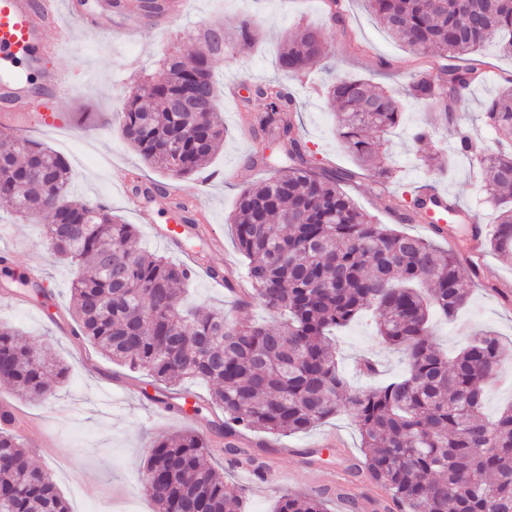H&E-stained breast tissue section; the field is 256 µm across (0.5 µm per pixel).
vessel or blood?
Masks as SVG:
<instances>
[{
  "label": "vessel or blood",
  "mask_w": 512,
  "mask_h": 512,
  "mask_svg": "<svg viewBox=\"0 0 512 512\" xmlns=\"http://www.w3.org/2000/svg\"><path fill=\"white\" fill-rule=\"evenodd\" d=\"M60 0H0V134L11 133L26 112L39 109L43 125L58 128L71 91L63 74L49 59L68 28L59 22ZM189 229L172 224L156 230L169 249L183 252Z\"/></svg>",
  "instance_id": "1"
}]
</instances>
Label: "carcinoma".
<instances>
[{
	"instance_id": "cac0c4a2",
	"label": "carcinoma",
	"mask_w": 512,
	"mask_h": 512,
	"mask_svg": "<svg viewBox=\"0 0 512 512\" xmlns=\"http://www.w3.org/2000/svg\"><path fill=\"white\" fill-rule=\"evenodd\" d=\"M384 26L411 53L428 57L407 95L448 110L483 71L478 51L493 41L512 57V0H366ZM224 26L204 27L203 50L171 55L169 77L139 84L120 116V130L150 165L174 176L194 175L218 149L224 124L211 59L228 49ZM258 26L241 19L235 46L258 39ZM311 29L286 40L280 71L296 76L329 59ZM185 88L201 91L198 112L169 106ZM260 104L252 161L280 169L243 190L233 216L246 258L244 302L276 316L277 329L230 320L224 311L202 314L183 306L190 274L162 255L137 246V231L104 204L68 200L69 168L59 154L20 136L0 138V200L23 216L49 214L44 240L75 268L71 296L81 335L102 355L142 370L158 384L196 379L209 386L222 419L224 454L265 473L266 461L243 447L250 433H304L343 411L357 424L363 481L383 497L349 495L354 512H512V405L496 419L481 413L485 386L512 356L492 331L482 330L453 356L431 338L434 311L452 319L465 305L477 268L430 239L374 222L338 186L351 172L330 176L298 133L297 104L273 81L255 87ZM325 101L338 113L337 135L374 182L386 208L405 224L428 223L420 197L388 187L393 172L380 157L372 129L383 135L400 123L399 102L371 80L343 77L328 85ZM498 138L490 150L456 130L457 152L488 178L484 192L499 208L482 241L512 251V77L486 106ZM279 141L265 155V136ZM367 309L380 343L402 350L404 375L378 389L349 390L339 369L334 332ZM0 323V381L46 400L66 376L62 361L19 339ZM209 439L190 430L154 441L144 470L156 512H235L240 500L224 474L208 462ZM287 492L275 512H326L325 497ZM0 512H69L48 471L35 465L13 432L0 431Z\"/></svg>"
}]
</instances>
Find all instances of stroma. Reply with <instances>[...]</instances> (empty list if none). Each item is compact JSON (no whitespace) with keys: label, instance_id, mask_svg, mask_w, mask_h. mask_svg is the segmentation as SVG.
Segmentation results:
<instances>
[{"label":"stroma","instance_id":"stroma-1","mask_svg":"<svg viewBox=\"0 0 512 512\" xmlns=\"http://www.w3.org/2000/svg\"><path fill=\"white\" fill-rule=\"evenodd\" d=\"M99 0H63L62 11L71 6L83 11L98 10ZM186 18H174L159 28L152 17L139 16L137 30L123 36L129 18L112 11L111 34L88 36L76 17L67 22L72 40L61 48L54 62L72 77L73 100L65 127L50 131L40 127L38 113H30L26 127L34 139L64 156L69 164V195L92 204L108 206L123 222L136 225L142 248L164 253L153 237V227L173 223L170 201L193 200L199 223L214 227L223 239V249L208 252L210 266L241 282L245 259L233 235L232 216L240 192L266 180L275 166L251 164L253 132L246 115L257 102L256 84L276 81L288 89L298 104L297 123L316 158H326L333 168L355 169L354 158L336 136V114L319 93L325 79L350 75L371 79L396 98H403L410 80L406 49L389 35L370 12L366 0H344L342 20H334L325 0H189ZM250 17L261 30L258 42L214 57V77L220 90L219 110L224 119V142L208 166L220 172L222 180L209 183L204 175L180 178L149 166L123 138L120 109L133 88L150 79L167 77L165 56L183 52L184 46L207 23L220 21L225 33H233L238 21ZM316 29L333 58L329 69L316 66L303 76L283 75L276 59L283 40L302 26ZM485 63L482 81L463 95L451 119L419 102H407L397 127L380 141L379 152L396 169L398 187L414 194L430 185L457 198L475 217L474 222L456 221L447 231L458 242V256H465L472 224L495 223L497 209L484 200L481 178L468 160L457 156L455 171L442 179L420 160L422 154L440 149L455 153L454 128L471 132L476 140L490 142L494 134L484 122L486 104L502 86L503 74L512 72V58L502 55L495 44L480 53ZM428 129L431 141L417 142L413 133ZM122 168L141 181L163 186L162 195L151 202L153 224L138 223L125 202L123 188L112 180V171ZM342 190L381 224L395 225L396 218L371 188L367 173L342 183ZM47 216L22 218L0 202V242L9 244L14 255L8 265L0 264V322L21 332L34 345L49 346L67 366V378L54 397L46 401H18L16 393L0 384V404L16 407L28 424L23 436L26 448L38 465L46 468L70 512H155L142 491L141 472L152 441L186 430L187 424L173 412H154L151 398L157 390L149 376L113 363L93 350L86 340L73 338L77 324L71 309L69 267L55 261L43 241ZM38 268L45 290L52 298L45 306H33L22 283L29 268ZM512 282V256L501 257L486 251L484 265L471 284L467 304L453 320L434 317L432 339L443 350L463 347L470 334L480 328L495 331L504 341H512V297L497 291L501 282ZM187 300L201 310H223L231 319H249L276 325V318L257 306L239 303L236 294L214 286L204 277H191ZM342 370L351 387L380 386L398 377L405 369L400 352L381 349L370 315H363L336 335ZM376 353L380 375L373 380L360 378L358 361ZM329 434L341 437L342 449L320 448ZM264 458L279 473L281 485L269 490L247 469L228 464L221 439H214L212 463L223 466L224 479L243 494L244 512H273L279 495L292 491L312 493L324 488L359 486L350 468L363 458L361 437L356 423L338 413L305 433L274 438ZM318 448L315 464H308L302 451Z\"/></svg>","mask_w":512,"mask_h":512}]
</instances>
